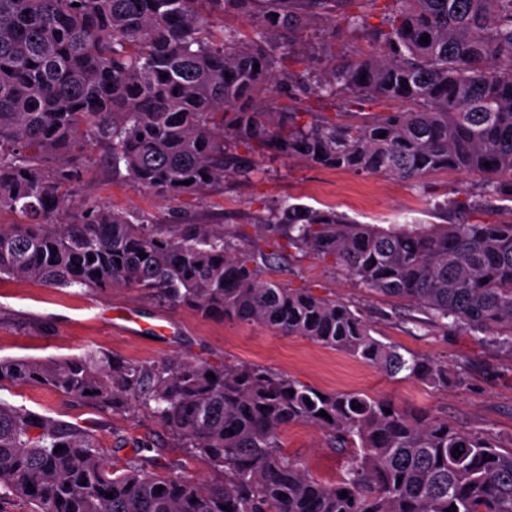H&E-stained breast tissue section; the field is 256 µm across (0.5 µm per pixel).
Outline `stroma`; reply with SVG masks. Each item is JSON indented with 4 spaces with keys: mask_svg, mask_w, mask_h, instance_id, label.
I'll list each match as a JSON object with an SVG mask.
<instances>
[{
    "mask_svg": "<svg viewBox=\"0 0 512 512\" xmlns=\"http://www.w3.org/2000/svg\"><path fill=\"white\" fill-rule=\"evenodd\" d=\"M322 44L330 45L332 56L314 60L312 67L318 74L329 64L341 65L358 55L381 51L368 33L334 30L323 18L315 17L298 32L297 46L310 54ZM303 106L348 121L385 110L371 100L314 94L305 98ZM108 152V145L101 143L91 153L77 154L78 176L69 185L72 205L95 200L154 224L234 225L254 242L266 234L259 217L277 201L333 208L351 220L384 228L446 224L453 217L440 209V202L459 197L465 189L478 191L481 184L479 176L453 171L437 172L418 182L398 181L259 153L249 177L230 176L172 199L133 188L125 172L108 166ZM272 276L290 287L349 302L377 339L464 367L465 384L437 388L399 376L391 378L345 352L299 336H284L259 324L203 318L137 288L96 293L83 288H50L24 277L0 280V358H73L96 349L140 364L170 358L252 364L326 392H362L391 398L403 408L436 411L457 428L486 431L503 442L512 441V357L469 334L414 324L404 302L369 292L344 271L312 257L289 256L280 261ZM0 400L87 426L106 460L116 462L138 452L147 471L172 472L200 484L212 478L205 463L165 447L166 430L144 408L113 414L32 384L1 387ZM278 436L286 453L298 458L318 479L334 482L344 475L348 453L331 448L317 426L288 425Z\"/></svg>",
    "mask_w": 512,
    "mask_h": 512,
    "instance_id": "35a3bbf8",
    "label": "stroma"
}]
</instances>
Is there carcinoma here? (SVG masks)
Instances as JSON below:
<instances>
[{"label":"carcinoma","instance_id":"carcinoma-1","mask_svg":"<svg viewBox=\"0 0 512 512\" xmlns=\"http://www.w3.org/2000/svg\"><path fill=\"white\" fill-rule=\"evenodd\" d=\"M352 2L0 0V211L27 218L0 224V278L140 288L204 318L343 351L391 377L462 383V369L378 340L350 304L270 278L292 250L512 356V0H392L371 31L383 55H360L323 79L289 72L303 22L318 15L334 25L336 4ZM227 13L246 17L253 39L214 35V18ZM341 21L369 28L362 10ZM313 93L382 100L392 111L308 121L281 101ZM98 141L112 145V170L133 186L174 197L250 175L256 151L400 180L456 171L484 181L454 201L457 223L423 229L280 202L264 218L266 252L239 230L134 222L90 201L60 218L76 177L69 156ZM4 383L113 413L142 406L214 479L149 473L137 454L114 468L85 427L0 400V512L15 499L30 512H512V443L263 366L137 364L91 349L59 361L0 359ZM295 423L354 449L341 481L314 478L284 451L278 431Z\"/></svg>","mask_w":512,"mask_h":512}]
</instances>
